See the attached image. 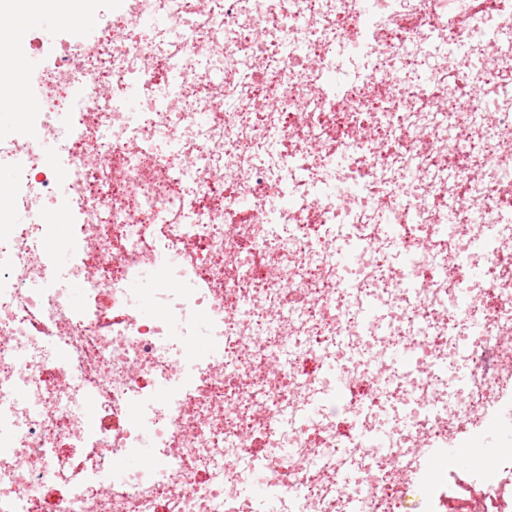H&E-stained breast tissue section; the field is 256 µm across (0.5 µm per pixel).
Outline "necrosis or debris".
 I'll return each instance as SVG.
<instances>
[{"label":"necrosis or debris","instance_id":"necrosis-or-debris-1","mask_svg":"<svg viewBox=\"0 0 512 512\" xmlns=\"http://www.w3.org/2000/svg\"><path fill=\"white\" fill-rule=\"evenodd\" d=\"M108 2L0 129V512H512L420 479L512 414V0Z\"/></svg>","mask_w":512,"mask_h":512}]
</instances>
